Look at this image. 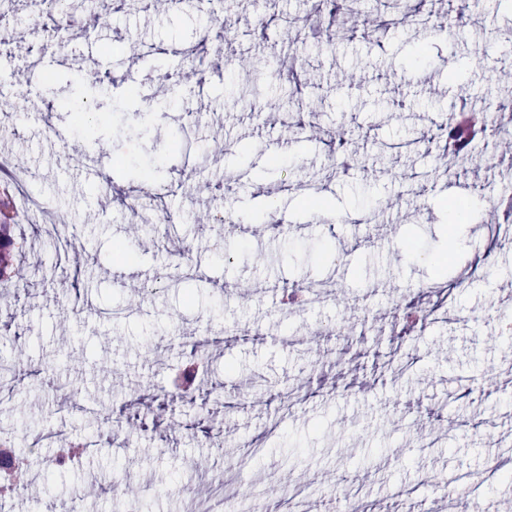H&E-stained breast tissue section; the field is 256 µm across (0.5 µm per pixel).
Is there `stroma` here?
I'll return each instance as SVG.
<instances>
[{
	"label": "stroma",
	"mask_w": 512,
	"mask_h": 512,
	"mask_svg": "<svg viewBox=\"0 0 512 512\" xmlns=\"http://www.w3.org/2000/svg\"><path fill=\"white\" fill-rule=\"evenodd\" d=\"M405 8L365 37L352 15L268 0L294 19L268 41L254 0H224L219 22L145 0H77L52 32L10 19L0 141L78 237L60 246L14 207L32 249L0 355L41 376L0 406V430L37 477L0 493V512H225L218 475L243 512H330L340 481L363 512H455L443 492L462 477L482 512H512V482L487 477L512 460V154L498 146L512 131L498 109L512 98V0H480L449 35L397 24ZM83 15L99 27L80 31ZM451 52L455 82L440 64ZM232 54L250 66L228 69ZM133 63L172 106L131 84ZM295 74L304 139L280 106ZM68 98L91 106L90 128L62 144L43 116L68 125ZM464 106L486 116L467 155L429 147ZM129 166L166 190L135 213L113 200L140 185ZM314 193L329 200L320 217ZM461 196L472 217L450 235L445 203ZM227 207L237 223H214ZM164 208L179 220L161 230ZM118 240L136 255L122 279ZM305 286L321 298L287 303ZM196 341L204 372L188 396L173 380ZM430 434L439 443L420 447ZM75 440V465L52 468Z\"/></svg>",
	"instance_id": "stroma-1"
}]
</instances>
